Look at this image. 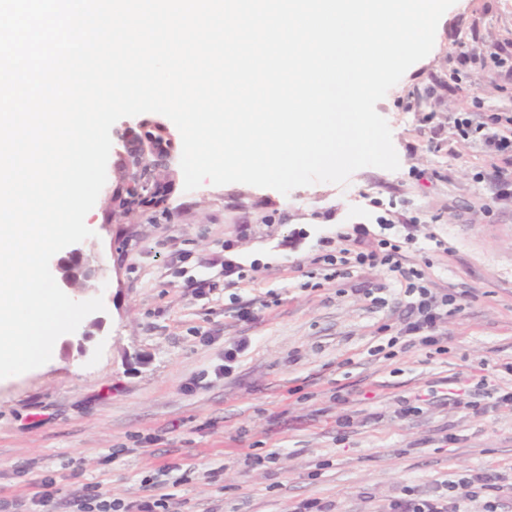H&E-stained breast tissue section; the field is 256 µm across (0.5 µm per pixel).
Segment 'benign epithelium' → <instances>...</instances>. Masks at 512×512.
I'll use <instances>...</instances> for the list:
<instances>
[{"label":"benign epithelium","instance_id":"1","mask_svg":"<svg viewBox=\"0 0 512 512\" xmlns=\"http://www.w3.org/2000/svg\"><path fill=\"white\" fill-rule=\"evenodd\" d=\"M150 137L151 134L145 132L125 141L124 185L112 196L114 206L124 213L142 208L167 190V185L158 177L160 168L169 162L167 150H154L148 141ZM58 269L68 289L72 287L73 277L90 281L98 274V268L78 249L71 251L66 263L59 264Z\"/></svg>","mask_w":512,"mask_h":512}]
</instances>
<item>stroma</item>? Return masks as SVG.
Returning a JSON list of instances; mask_svg holds the SVG:
<instances>
[{
    "mask_svg": "<svg viewBox=\"0 0 512 512\" xmlns=\"http://www.w3.org/2000/svg\"><path fill=\"white\" fill-rule=\"evenodd\" d=\"M512 51V0H456L419 75L376 105L400 167H366L343 185L284 195L232 183L185 191L179 160L166 194L124 214L122 136L111 128L107 181L80 247L105 278L70 291L102 297L97 319L51 360L0 379V500L9 512H78L87 486L132 502L171 494L169 512H389L392 501L443 496L474 476L462 512L495 501L512 512V191L453 118L496 113L512 132V75L484 70ZM400 245L402 270L456 295L448 351L395 358L377 346L407 322L406 282L388 267L331 270L326 249ZM253 311L250 320L240 310ZM247 341L232 372L224 350ZM53 479V500L35 494Z\"/></svg>",
    "mask_w": 512,
    "mask_h": 512,
    "instance_id": "1",
    "label": "stroma"
}]
</instances>
